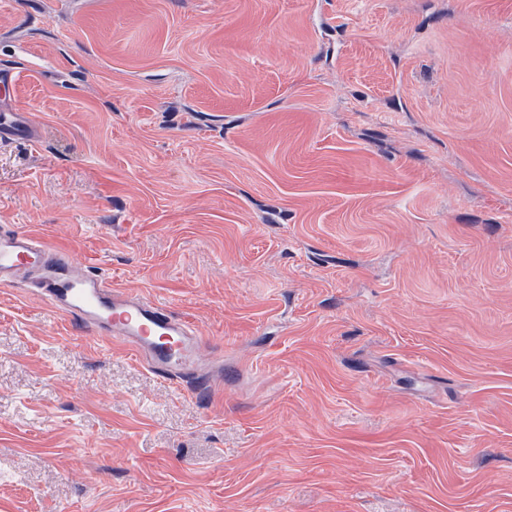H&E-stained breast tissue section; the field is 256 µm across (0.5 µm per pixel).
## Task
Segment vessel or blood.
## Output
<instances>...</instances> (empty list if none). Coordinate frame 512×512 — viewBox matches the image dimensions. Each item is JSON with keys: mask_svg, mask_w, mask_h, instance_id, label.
Returning a JSON list of instances; mask_svg holds the SVG:
<instances>
[{"mask_svg": "<svg viewBox=\"0 0 512 512\" xmlns=\"http://www.w3.org/2000/svg\"><path fill=\"white\" fill-rule=\"evenodd\" d=\"M37 136V127L23 113H0L1 140L32 141ZM25 276L51 309L76 327L120 339L158 376L187 377L196 392L208 389L212 373L199 366L201 338L188 323L80 268L70 252L33 234L0 227V288L15 287Z\"/></svg>", "mask_w": 512, "mask_h": 512, "instance_id": "vessel-or-blood-1", "label": "vessel or blood"}]
</instances>
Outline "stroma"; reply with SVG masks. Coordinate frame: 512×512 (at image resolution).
Masks as SVG:
<instances>
[{
	"mask_svg": "<svg viewBox=\"0 0 512 512\" xmlns=\"http://www.w3.org/2000/svg\"><path fill=\"white\" fill-rule=\"evenodd\" d=\"M0 70V225L224 363L0 289V512H512V0H0ZM38 137L37 127L24 117L23 112L0 113V139L33 141Z\"/></svg>",
	"mask_w": 512,
	"mask_h": 512,
	"instance_id": "obj_1",
	"label": "stroma"
}]
</instances>
